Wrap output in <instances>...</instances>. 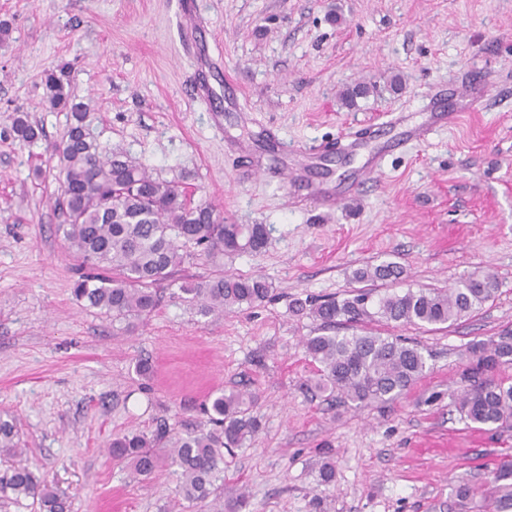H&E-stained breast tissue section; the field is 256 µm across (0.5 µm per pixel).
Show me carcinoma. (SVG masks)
Instances as JSON below:
<instances>
[{
	"label": "carcinoma",
	"instance_id": "cac0c4a2",
	"mask_svg": "<svg viewBox=\"0 0 512 512\" xmlns=\"http://www.w3.org/2000/svg\"><path fill=\"white\" fill-rule=\"evenodd\" d=\"M69 64L44 73V99L51 110L69 113V127L60 145V193L54 206L64 216L57 226L68 250L84 273L74 283L73 294L90 308L119 319L149 316L162 296L158 285L169 280L186 260L203 256L216 261L226 253L256 251L266 244L261 224H226L206 203H194L180 179L153 175L137 160L120 153L104 155L90 125V103L77 102L68 86ZM370 93L355 84L342 94L348 108ZM14 139L31 146L42 140L39 125L18 115ZM404 275L398 262L367 264L353 271L356 283L393 284ZM497 281L490 271L473 273L454 288H408L386 293L369 309L370 293L356 290L343 299H329L311 308L321 333L303 341L316 366L314 388L342 404L365 408L386 404L406 395L427 369L422 349L400 336L376 333H340L343 325L365 321L387 326L420 327L452 324L474 312L495 293ZM271 285L261 276L222 272L185 285L170 299L195 306L202 315H222L269 298ZM471 366L465 386L454 396L461 419L470 424L499 429L512 421V384L496 382L489 373L512 366V333L504 332L475 341L468 348ZM258 397L239 391L219 390L202 404L211 428L183 435L162 422L151 434L130 432L111 443L114 461L136 476L148 478L167 463L177 467L182 498L210 506L213 512H241L246 495L224 502V451L240 448L259 428L253 410ZM16 422L0 418V446L15 448ZM39 502L43 512H69L70 503L27 466L0 476V500ZM459 512H470L472 489L455 488ZM482 507L486 512L512 509V459L501 463Z\"/></svg>",
	"mask_w": 512,
	"mask_h": 512
}]
</instances>
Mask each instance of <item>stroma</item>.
<instances>
[{"mask_svg": "<svg viewBox=\"0 0 512 512\" xmlns=\"http://www.w3.org/2000/svg\"><path fill=\"white\" fill-rule=\"evenodd\" d=\"M201 20L185 45V9ZM0 413L15 417L21 453L0 447V471L27 465L71 512H198L165 465L132 480L108 448L115 435L167 421L206 427L197 405L219 389L258 395L261 426L224 455V495L246 512H454L453 489L482 494L512 425L476 428L451 402L468 345L512 331V0H0ZM71 63V89L91 102L92 132L156 175L186 176L196 200L228 224H262L267 244L225 256L224 271L271 283L269 301L223 316L168 299L212 276L202 258L162 288L135 328L75 299V261L57 230L65 113L47 108L41 78ZM487 77L484 108L424 144L389 156L378 179L327 210L287 182L271 136L300 151L403 112L422 119L429 94ZM404 89H388L393 76ZM376 90L346 108L343 89ZM46 139L20 144L18 113ZM366 150L336 154L309 178L343 190ZM406 270L394 291L454 287L492 271V300L448 328L398 327L427 358L399 401L356 409L306 387L301 299L344 298L366 263ZM150 378L135 372L138 360ZM331 462V483L319 480ZM320 510H312V499Z\"/></svg>", "mask_w": 512, "mask_h": 512, "instance_id": "stroma-1", "label": "stroma"}]
</instances>
